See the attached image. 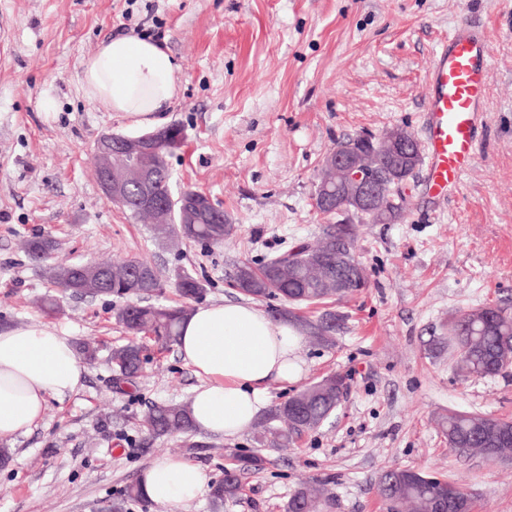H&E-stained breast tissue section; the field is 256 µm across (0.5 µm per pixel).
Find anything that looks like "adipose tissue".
Wrapping results in <instances>:
<instances>
[{"mask_svg": "<svg viewBox=\"0 0 512 512\" xmlns=\"http://www.w3.org/2000/svg\"><path fill=\"white\" fill-rule=\"evenodd\" d=\"M177 67L159 43L134 35L110 38L83 62L87 96L134 124L163 125L176 94ZM300 339L292 326L243 302L196 307L181 323L177 342L185 365L201 378L188 401L195 430L234 437L251 428L265 406L267 383L301 371ZM85 366L70 337L44 323L0 330V441L28 431L48 397L77 390ZM204 470L169 456L157 458L140 479L153 503L184 504L207 486Z\"/></svg>", "mask_w": 512, "mask_h": 512, "instance_id": "1", "label": "adipose tissue"}]
</instances>
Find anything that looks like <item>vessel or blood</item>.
I'll return each mask as SVG.
<instances>
[{
  "label": "vessel or blood",
  "instance_id": "b4317fda",
  "mask_svg": "<svg viewBox=\"0 0 512 512\" xmlns=\"http://www.w3.org/2000/svg\"><path fill=\"white\" fill-rule=\"evenodd\" d=\"M489 51L488 32L464 20L428 69L430 95L423 125L432 196H446L473 164L477 131L485 121L482 98L491 79Z\"/></svg>",
  "mask_w": 512,
  "mask_h": 512
}]
</instances>
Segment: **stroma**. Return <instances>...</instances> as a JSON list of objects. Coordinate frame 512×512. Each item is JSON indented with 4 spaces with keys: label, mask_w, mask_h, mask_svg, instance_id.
<instances>
[{
    "label": "stroma",
    "mask_w": 512,
    "mask_h": 512,
    "mask_svg": "<svg viewBox=\"0 0 512 512\" xmlns=\"http://www.w3.org/2000/svg\"><path fill=\"white\" fill-rule=\"evenodd\" d=\"M463 20L491 36L474 162L443 198L427 194L420 167L400 223L360 225L367 288L336 304L345 320L333 345L301 339L302 373L264 390L271 406L338 372L348 394L324 425L246 475L243 497L222 512H283L313 479L328 482L334 512H387L375 484L391 467L448 478L475 512H512V464L457 457L438 426L451 409L512 416V369L467 376L440 344L451 316L512 303V0H0V330L44 323L99 346L82 386L49 398L10 441L0 512H213L206 492L164 507L125 491L160 456L216 481L228 451L255 447L249 430L144 445L147 408L188 402L199 378L175 347L152 343L135 387H113L107 359L128 340L113 317L120 298L67 295L61 314L46 315L37 301L55 288L22 241L52 236L56 263L136 257L165 274L185 268L205 285L202 303L241 300L238 264L319 236L312 195L336 140L395 126L423 138L427 69ZM154 31L180 71L165 114L186 134L171 190L206 192L223 208L234 232L221 246L159 242L96 178V140L140 128L89 99L82 63L103 40Z\"/></svg>",
    "instance_id": "1"
}]
</instances>
